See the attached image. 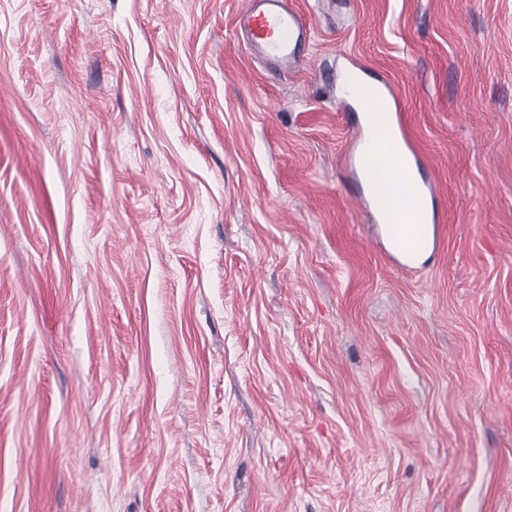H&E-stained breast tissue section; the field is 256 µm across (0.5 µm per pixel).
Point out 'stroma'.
<instances>
[{
  "label": "stroma",
  "instance_id": "obj_1",
  "mask_svg": "<svg viewBox=\"0 0 512 512\" xmlns=\"http://www.w3.org/2000/svg\"><path fill=\"white\" fill-rule=\"evenodd\" d=\"M0 0V512H512V0ZM434 171L405 272L342 74ZM238 26L249 51L266 62L290 68L303 61L310 25L294 1L247 0ZM350 88L357 96L356 104L362 113L363 123L372 124L375 132H379L378 108L383 107L387 100L382 86L362 76L358 81H352Z\"/></svg>",
  "mask_w": 512,
  "mask_h": 512
}]
</instances>
